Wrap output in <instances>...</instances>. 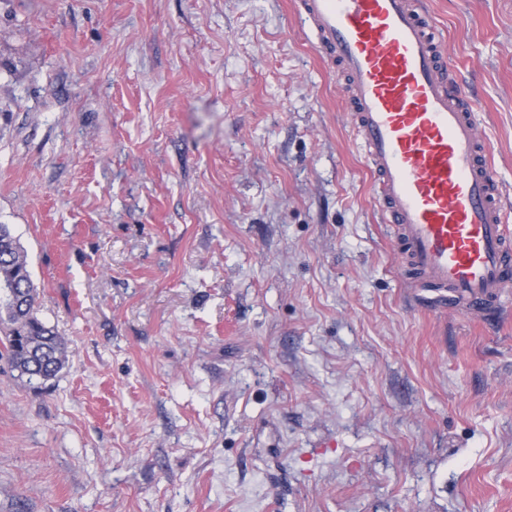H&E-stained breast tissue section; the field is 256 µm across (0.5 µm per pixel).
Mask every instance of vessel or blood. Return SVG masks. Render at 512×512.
Returning <instances> with one entry per match:
<instances>
[{
  "label": "vessel or blood",
  "mask_w": 512,
  "mask_h": 512,
  "mask_svg": "<svg viewBox=\"0 0 512 512\" xmlns=\"http://www.w3.org/2000/svg\"><path fill=\"white\" fill-rule=\"evenodd\" d=\"M372 171L375 201L423 303L493 314L512 288V226L423 0H295Z\"/></svg>",
  "instance_id": "obj_1"
}]
</instances>
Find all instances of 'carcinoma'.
<instances>
[{
	"instance_id": "obj_1",
	"label": "carcinoma",
	"mask_w": 512,
	"mask_h": 512,
	"mask_svg": "<svg viewBox=\"0 0 512 512\" xmlns=\"http://www.w3.org/2000/svg\"><path fill=\"white\" fill-rule=\"evenodd\" d=\"M37 288L27 254L0 224V360L28 379L50 380L67 362V344L36 313Z\"/></svg>"
}]
</instances>
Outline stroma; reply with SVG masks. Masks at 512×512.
I'll return each instance as SVG.
<instances>
[{"label": "stroma", "instance_id": "obj_1", "mask_svg": "<svg viewBox=\"0 0 512 512\" xmlns=\"http://www.w3.org/2000/svg\"><path fill=\"white\" fill-rule=\"evenodd\" d=\"M512 220V0H427ZM0 512H512V293L422 307L293 0H0ZM0 333L5 360L21 375L43 381L62 371L67 362V344L36 313L37 288L29 270L27 254L9 225L0 224Z\"/></svg>", "mask_w": 512, "mask_h": 512}]
</instances>
